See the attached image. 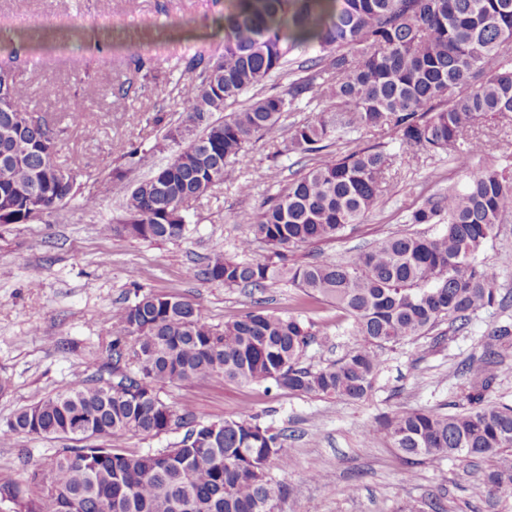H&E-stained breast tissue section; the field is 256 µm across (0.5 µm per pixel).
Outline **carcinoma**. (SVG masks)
<instances>
[{
  "mask_svg": "<svg viewBox=\"0 0 512 512\" xmlns=\"http://www.w3.org/2000/svg\"><path fill=\"white\" fill-rule=\"evenodd\" d=\"M224 52L184 63L178 85L187 124L167 125L154 144L167 162L150 176L125 183L128 167L145 155L115 148L128 167L112 169L123 193L120 217L100 234L144 241L183 236L188 204L224 180L247 148L277 140L275 155L320 154L267 198L250 218L252 238L264 240L277 261L208 257L201 275L227 287L260 290L286 280L307 298L323 299L352 318L355 348L318 370L301 365L313 333L301 320L257 309L212 326L196 306L176 296L144 294L106 317L112 376L76 379L53 396L18 409L0 428V442L20 437L87 439L59 448L32 469L53 482L38 498L21 485H0L17 512H277L284 486L267 465L292 466L286 436L249 415L196 424L173 447L124 453L112 441L159 436L190 411L177 413L158 396L162 384L213 376L226 382H268L295 395L359 400L372 388L387 345L429 334L441 321L466 328L471 317L498 304L495 267L479 261L499 224L512 217V174L470 160L486 144L466 130L512 114V0H227ZM317 55L299 63L296 48ZM309 76L276 94L264 84L294 69ZM254 91L251 103L220 120L231 102ZM26 88L13 75V55L0 57V211L9 224L39 217V197L52 211L78 191L77 174L59 162L58 132L19 107ZM329 102L312 121L284 128V114L305 100ZM391 131L414 159L422 151L453 155L465 184L412 212V224H439L432 236L389 235L354 258L290 264L287 253L334 240L378 203L390 155L380 142ZM351 132L369 134L361 147L333 150ZM512 341L503 325L484 352L463 366L470 391L453 410L409 409L379 418L410 463L455 459L489 462L482 489L512 490V406L486 401L498 378L500 349ZM83 432L74 433L76 424Z\"/></svg>",
  "mask_w": 512,
  "mask_h": 512,
  "instance_id": "cac0c4a2",
  "label": "carcinoma"
}]
</instances>
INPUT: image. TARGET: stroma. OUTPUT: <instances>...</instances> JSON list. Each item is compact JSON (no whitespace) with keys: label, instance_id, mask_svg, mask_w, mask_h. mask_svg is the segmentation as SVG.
I'll list each match as a JSON object with an SVG mask.
<instances>
[{"label":"stroma","instance_id":"obj_1","mask_svg":"<svg viewBox=\"0 0 512 512\" xmlns=\"http://www.w3.org/2000/svg\"><path fill=\"white\" fill-rule=\"evenodd\" d=\"M224 0H0V37L19 32L42 36L40 47L13 46L14 76L27 89L23 109L36 111L57 129L59 160L76 170L83 189L108 180L117 163L116 144L150 147L158 128L185 119L175 90L183 60L224 50L221 24ZM71 84L73 96H46L51 84ZM126 87L124 110L110 105L111 93ZM82 124L71 123L74 108ZM93 136H86L85 127ZM486 143L472 167L495 164L512 171V115L473 128ZM392 164L376 208L333 241L290 252L305 264L322 259L348 260L390 234L432 235L434 224H412L409 214L431 198L459 185L463 176L444 152L404 158L393 134H386ZM276 145L262 139L250 146L222 182L193 201L182 238L142 241L104 236L100 225L116 214L112 189L100 193L97 208L81 198L26 224H0V427L27 404L55 394L67 382L98 374L108 362L115 329L104 311L134 303L146 293L192 301L211 325L221 326L255 307L302 320L316 336L303 366L318 369L354 348L358 336L351 321L325 302H308L287 282L260 295L209 281L199 271L206 257L221 252L239 257L247 235L245 213L276 194L294 169L290 156H276ZM251 182L250 197L238 186ZM499 272L501 306L473 315L462 330L439 325L424 337L382 349L383 364L372 391L358 401L311 397L267 390L265 384H237L212 377L167 384L160 398L175 409H189L200 422L242 414L285 431L291 470L270 465L269 473L285 487L279 512H400L408 501L437 500L443 512H512V492L477 494L480 469L460 462L407 467L389 438L375 428L377 419L405 409H435L459 400L467 387L462 364L480 356L486 336L512 324V222L500 225L481 254ZM63 439H18L0 444V483L27 484L34 464ZM413 478H406V470ZM319 471V481L308 479ZM357 494H350V487Z\"/></svg>","mask_w":512,"mask_h":512}]
</instances>
